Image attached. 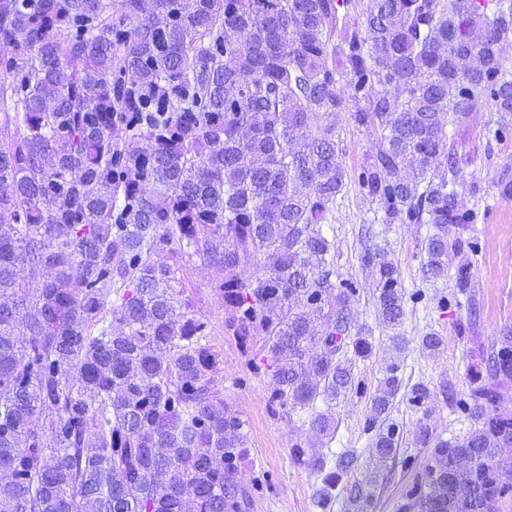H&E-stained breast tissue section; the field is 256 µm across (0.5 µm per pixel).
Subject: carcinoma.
Instances as JSON below:
<instances>
[{"label": "carcinoma", "mask_w": 512, "mask_h": 512, "mask_svg": "<svg viewBox=\"0 0 512 512\" xmlns=\"http://www.w3.org/2000/svg\"><path fill=\"white\" fill-rule=\"evenodd\" d=\"M344 4L0 0V512H247L246 422L178 288L187 257L222 271L224 331L270 373L271 402L355 389L350 355L372 345L323 229L349 103L379 141L360 192L384 224L431 225L423 275H448L476 219L452 129L483 104L512 118V0H368L351 26ZM360 260L399 326L397 267L379 248ZM455 288L472 296L464 261ZM475 340L467 390H448L470 428L418 427L428 455L398 512L512 506V329ZM397 372L367 421L382 462ZM311 426L335 431L321 412ZM291 458L322 473V508L353 463Z\"/></svg>", "instance_id": "1"}]
</instances>
